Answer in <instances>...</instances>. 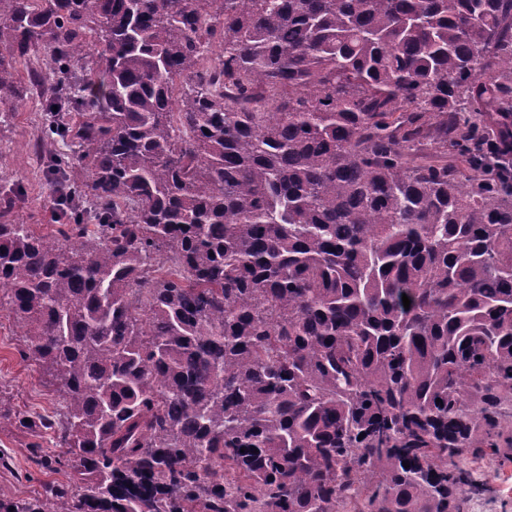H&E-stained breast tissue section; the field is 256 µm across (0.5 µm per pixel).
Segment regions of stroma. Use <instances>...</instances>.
<instances>
[{
	"label": "stroma",
	"mask_w": 512,
	"mask_h": 512,
	"mask_svg": "<svg viewBox=\"0 0 512 512\" xmlns=\"http://www.w3.org/2000/svg\"><path fill=\"white\" fill-rule=\"evenodd\" d=\"M44 96L33 89L0 111V199L12 198L15 220L49 231L62 224L54 205L53 176L34 145L49 116ZM22 331L11 314L0 312V410L34 416L53 415L58 397L42 372L24 362ZM498 452L479 454L466 448L455 465L467 469L479 486L466 496L464 512H512V410L496 430ZM59 454L48 438L32 439L16 430L0 432V499L34 496L46 481H63V470L48 469L47 460Z\"/></svg>",
	"instance_id": "stroma-1"
}]
</instances>
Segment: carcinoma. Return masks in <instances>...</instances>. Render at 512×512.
Listing matches in <instances>:
<instances>
[{"mask_svg": "<svg viewBox=\"0 0 512 512\" xmlns=\"http://www.w3.org/2000/svg\"><path fill=\"white\" fill-rule=\"evenodd\" d=\"M36 46L69 222L0 223V311L60 420H0L66 481L0 512H460L512 407V0H0L1 106ZM51 65L50 52L43 47H38L28 57L19 59L16 64V77L22 85H29V78L34 70H48Z\"/></svg>", "mask_w": 512, "mask_h": 512, "instance_id": "cac0c4a2", "label": "carcinoma"}]
</instances>
